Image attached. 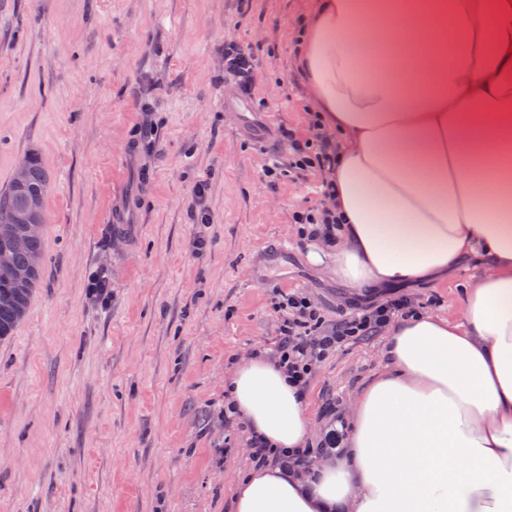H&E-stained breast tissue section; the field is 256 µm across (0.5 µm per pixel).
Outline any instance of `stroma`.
<instances>
[{
    "instance_id": "1",
    "label": "stroma",
    "mask_w": 512,
    "mask_h": 512,
    "mask_svg": "<svg viewBox=\"0 0 512 512\" xmlns=\"http://www.w3.org/2000/svg\"><path fill=\"white\" fill-rule=\"evenodd\" d=\"M312 4L0 0V192L32 148L50 176L41 280L0 340V512H231L254 459L244 424L224 420V384L243 358L275 356L282 295L308 296L329 326L393 291L462 318L481 262L392 291L307 258L294 215L323 208L325 175L292 168L280 132L317 133L294 62ZM229 42L254 59L263 136L224 109ZM96 269L104 302L88 293ZM388 341L316 363L310 446L348 417Z\"/></svg>"
}]
</instances>
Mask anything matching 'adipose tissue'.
<instances>
[{
	"instance_id": "1",
	"label": "adipose tissue",
	"mask_w": 512,
	"mask_h": 512,
	"mask_svg": "<svg viewBox=\"0 0 512 512\" xmlns=\"http://www.w3.org/2000/svg\"><path fill=\"white\" fill-rule=\"evenodd\" d=\"M298 66L342 140L335 240L309 261L352 288L441 282L472 257L486 271L462 322L390 327L339 456L249 470L233 512H512V0H318ZM226 391L271 450L306 444L278 361L247 359Z\"/></svg>"
}]
</instances>
